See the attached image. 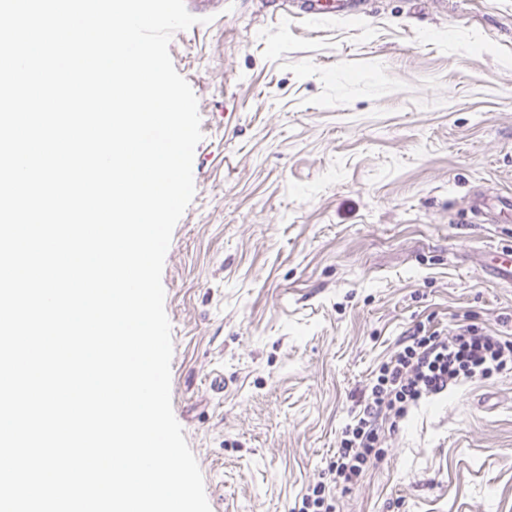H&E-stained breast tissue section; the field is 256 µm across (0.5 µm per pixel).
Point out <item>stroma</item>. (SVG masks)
I'll return each mask as SVG.
<instances>
[{"mask_svg": "<svg viewBox=\"0 0 512 512\" xmlns=\"http://www.w3.org/2000/svg\"><path fill=\"white\" fill-rule=\"evenodd\" d=\"M306 20L221 0L169 53L198 100L162 273L171 402L211 512H292L407 330L512 331V0H366ZM336 512H512V371L382 430Z\"/></svg>", "mask_w": 512, "mask_h": 512, "instance_id": "stroma-1", "label": "stroma"}]
</instances>
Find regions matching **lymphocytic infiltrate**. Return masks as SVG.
I'll return each instance as SVG.
<instances>
[{"mask_svg": "<svg viewBox=\"0 0 512 512\" xmlns=\"http://www.w3.org/2000/svg\"><path fill=\"white\" fill-rule=\"evenodd\" d=\"M512 370V339L472 325L448 335L414 329L383 362L349 423L325 478L303 496L298 512H334L331 489H348L379 456L384 420L405 418L422 398L447 391L463 378H487Z\"/></svg>", "mask_w": 512, "mask_h": 512, "instance_id": "f902f5d3", "label": "lymphocytic infiltrate"}]
</instances>
